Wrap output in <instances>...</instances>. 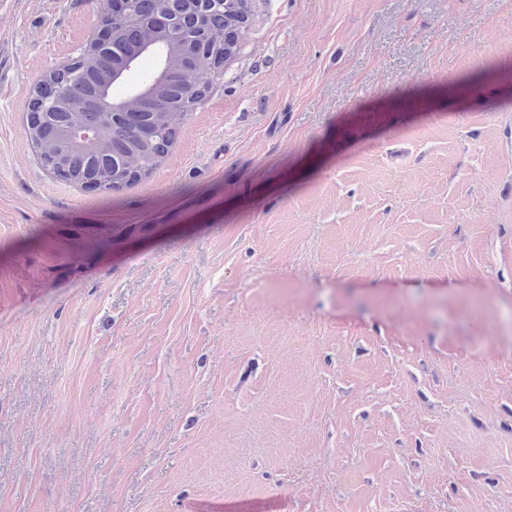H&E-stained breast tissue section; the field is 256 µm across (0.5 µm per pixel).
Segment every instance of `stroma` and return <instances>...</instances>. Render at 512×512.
<instances>
[{"mask_svg": "<svg viewBox=\"0 0 512 512\" xmlns=\"http://www.w3.org/2000/svg\"><path fill=\"white\" fill-rule=\"evenodd\" d=\"M112 0H0V512H512V0H251L165 160L54 178Z\"/></svg>", "mask_w": 512, "mask_h": 512, "instance_id": "35a3bbf8", "label": "stroma"}]
</instances>
